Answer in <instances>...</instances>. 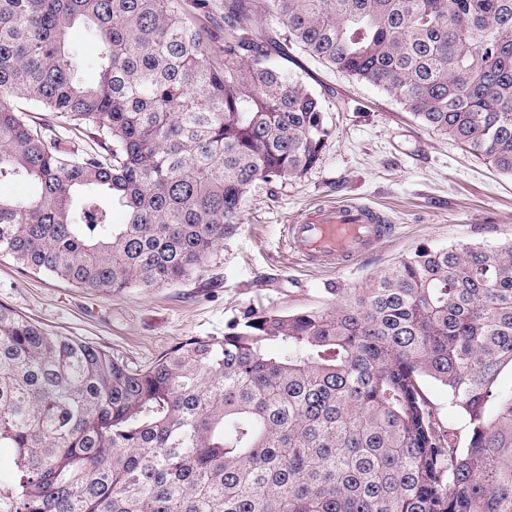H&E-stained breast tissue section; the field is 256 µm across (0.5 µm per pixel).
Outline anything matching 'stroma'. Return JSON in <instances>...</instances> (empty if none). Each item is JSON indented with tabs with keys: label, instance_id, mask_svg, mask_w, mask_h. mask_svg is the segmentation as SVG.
<instances>
[{
	"label": "stroma",
	"instance_id": "1",
	"mask_svg": "<svg viewBox=\"0 0 512 512\" xmlns=\"http://www.w3.org/2000/svg\"><path fill=\"white\" fill-rule=\"evenodd\" d=\"M281 65L324 99L333 128L318 163L298 179L256 181L236 228L184 280L104 295L0 257V304L44 328L146 367L192 336H220L240 308H321L331 289L366 288L422 246L512 241V177L421 127L387 92L290 49ZM32 127L65 149L96 151L93 134L25 101ZM358 203L394 224L392 236L339 270L294 257L285 227L314 209Z\"/></svg>",
	"mask_w": 512,
	"mask_h": 512
}]
</instances>
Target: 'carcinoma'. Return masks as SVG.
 I'll use <instances>...</instances> for the list:
<instances>
[{
    "mask_svg": "<svg viewBox=\"0 0 512 512\" xmlns=\"http://www.w3.org/2000/svg\"><path fill=\"white\" fill-rule=\"evenodd\" d=\"M0 0V257L110 294L184 279L333 134L295 46L512 176V0ZM77 23L99 80L77 77ZM88 127L68 151L12 104ZM126 222L112 223V204ZM512 242L423 247L323 308L249 304L147 367L0 304L14 512H512ZM444 387L443 421L423 383Z\"/></svg>",
    "mask_w": 512,
    "mask_h": 512,
    "instance_id": "obj_1",
    "label": "carcinoma"
}]
</instances>
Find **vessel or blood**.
I'll return each instance as SVG.
<instances>
[{"label":"vessel or blood","instance_id":"1","mask_svg":"<svg viewBox=\"0 0 512 512\" xmlns=\"http://www.w3.org/2000/svg\"><path fill=\"white\" fill-rule=\"evenodd\" d=\"M392 231L375 210L362 205H336L310 212L298 224L286 227V236L298 257L345 268Z\"/></svg>","mask_w":512,"mask_h":512}]
</instances>
